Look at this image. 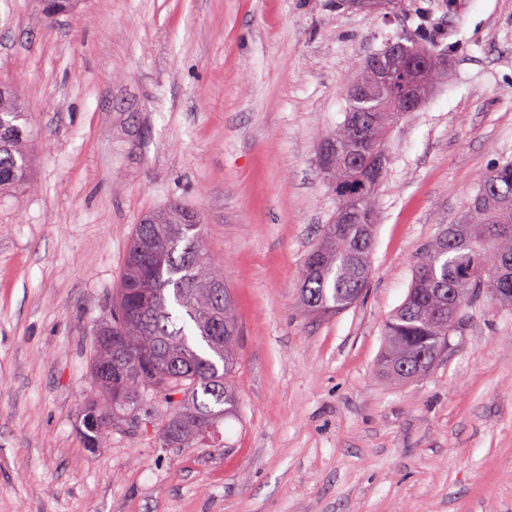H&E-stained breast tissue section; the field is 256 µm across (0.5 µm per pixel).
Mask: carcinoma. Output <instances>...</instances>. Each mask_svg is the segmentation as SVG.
<instances>
[{
	"label": "carcinoma",
	"mask_w": 512,
	"mask_h": 512,
	"mask_svg": "<svg viewBox=\"0 0 512 512\" xmlns=\"http://www.w3.org/2000/svg\"><path fill=\"white\" fill-rule=\"evenodd\" d=\"M345 119L327 135L339 149L323 171L337 210L357 204V223L323 225L307 253L296 307L304 314L334 315L351 307L372 273L378 223L377 186L354 175L344 154L360 129L372 169L388 131L408 114L389 104L361 111L346 97ZM27 112L18 91L0 85V192L19 193L30 179L25 150ZM204 228L179 203L146 215L131 236L112 306L96 333L90 379L97 392L85 417L84 441L102 444L112 428L137 419L160 400L168 416L158 433L161 448H215L224 420L238 417L233 383L238 328L224 270L207 251ZM512 310V161L484 171L458 222L421 254L406 298L383 325L377 371L406 382L426 374L448 352V338L463 330L462 308L482 293Z\"/></svg>",
	"instance_id": "obj_1"
}]
</instances>
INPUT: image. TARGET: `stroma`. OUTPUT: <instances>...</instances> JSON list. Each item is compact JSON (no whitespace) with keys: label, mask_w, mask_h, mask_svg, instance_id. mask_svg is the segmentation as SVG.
Instances as JSON below:
<instances>
[{"label":"stroma","mask_w":512,"mask_h":512,"mask_svg":"<svg viewBox=\"0 0 512 512\" xmlns=\"http://www.w3.org/2000/svg\"><path fill=\"white\" fill-rule=\"evenodd\" d=\"M0 0V83L31 184L0 196V512H512V313L487 296L427 375L375 373L386 317L479 174L512 159V0ZM429 15L452 73L390 133L373 274L295 307L337 201L320 171L345 88ZM197 212L235 302L241 392L220 448L154 446L166 411L81 434L95 327L136 224Z\"/></svg>","instance_id":"35a3bbf8"}]
</instances>
